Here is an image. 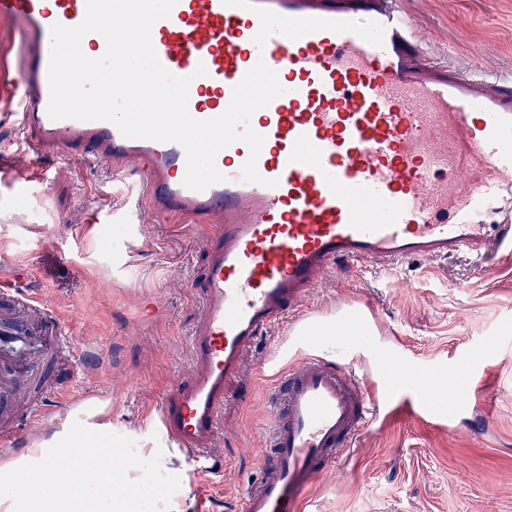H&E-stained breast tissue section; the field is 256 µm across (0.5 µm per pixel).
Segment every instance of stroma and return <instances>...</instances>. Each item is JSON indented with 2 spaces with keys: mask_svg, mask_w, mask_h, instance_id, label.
<instances>
[{
  "mask_svg": "<svg viewBox=\"0 0 512 512\" xmlns=\"http://www.w3.org/2000/svg\"><path fill=\"white\" fill-rule=\"evenodd\" d=\"M431 39L458 66L512 72V0H407ZM45 178L0 179V274L41 294L75 336L79 375L56 370L76 396L102 402L104 430L136 442L142 458L165 446L158 406L191 370L188 343L211 227L157 218L137 199L135 178L113 183L79 155L46 154ZM137 223H127L130 209ZM369 305L383 347L425 356L506 337L486 375V410L448 428L407 418L373 424L361 449L318 478L313 512H512V257L495 247L406 263L397 276L339 263L316 288L324 307ZM277 329L246 352V370L225 390L214 445L222 472L197 477L186 457L183 512H237L239 490L262 474L271 381L261 372Z\"/></svg>",
  "mask_w": 512,
  "mask_h": 512,
  "instance_id": "stroma-1",
  "label": "stroma"
}]
</instances>
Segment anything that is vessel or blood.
Returning a JSON list of instances; mask_svg holds the SVG:
<instances>
[{
    "instance_id": "b4317fda",
    "label": "vessel or blood",
    "mask_w": 512,
    "mask_h": 512,
    "mask_svg": "<svg viewBox=\"0 0 512 512\" xmlns=\"http://www.w3.org/2000/svg\"><path fill=\"white\" fill-rule=\"evenodd\" d=\"M85 14L86 0H0V25L24 43L0 38V112L14 118V155L31 169L46 152L81 148L89 162L137 177L157 216L217 225L189 340L193 369L158 409L166 437L199 470L215 467L225 386L247 349L286 328L289 363L262 364L274 382L264 441L273 470L243 491L240 512H305L314 479L354 455L395 403L443 427L460 397L477 399L499 339L433 359L399 344L372 378L360 369L378 354L368 314L352 301L315 311L306 301L340 262L393 275L418 257L489 245L512 253L511 75L428 61L430 42L403 0H177L150 38L162 66L190 78L194 119L225 113L257 62L284 89L250 118L264 139L260 182L243 180L250 150L236 141L215 157L223 181L197 191L183 184L180 144L50 117V29ZM37 358L74 362L69 326L0 279V414H12ZM60 393L43 386L25 411L29 431Z\"/></svg>"
}]
</instances>
